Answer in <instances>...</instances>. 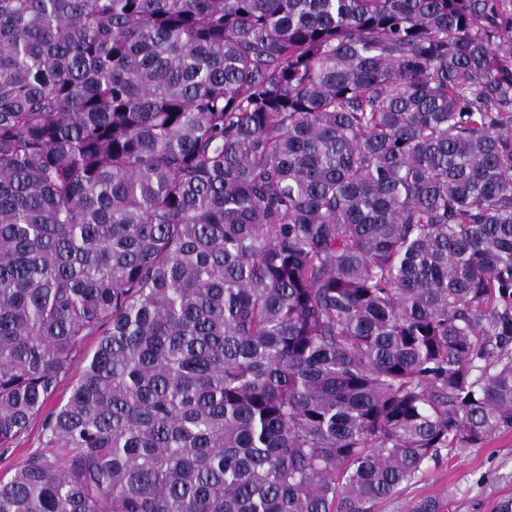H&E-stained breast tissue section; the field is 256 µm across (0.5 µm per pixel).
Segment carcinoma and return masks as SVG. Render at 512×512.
Instances as JSON below:
<instances>
[{
    "instance_id": "carcinoma-1",
    "label": "carcinoma",
    "mask_w": 512,
    "mask_h": 512,
    "mask_svg": "<svg viewBox=\"0 0 512 512\" xmlns=\"http://www.w3.org/2000/svg\"><path fill=\"white\" fill-rule=\"evenodd\" d=\"M511 32L0 0V512H376L512 429ZM40 419L36 418L26 433L9 448L0 447V479L7 481L16 467L33 451L42 447Z\"/></svg>"
}]
</instances>
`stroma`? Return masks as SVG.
<instances>
[{
	"label": "stroma",
	"instance_id": "35a3bbf8",
	"mask_svg": "<svg viewBox=\"0 0 512 512\" xmlns=\"http://www.w3.org/2000/svg\"><path fill=\"white\" fill-rule=\"evenodd\" d=\"M512 498V430L496 434L480 448L439 449L434 459L378 512H409L422 499L440 502L442 512H496Z\"/></svg>",
	"mask_w": 512,
	"mask_h": 512
}]
</instances>
